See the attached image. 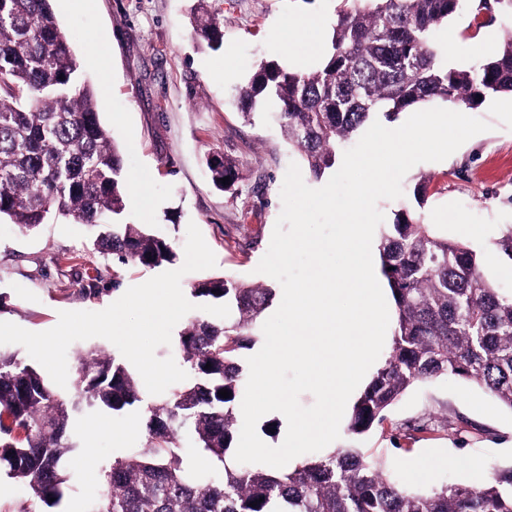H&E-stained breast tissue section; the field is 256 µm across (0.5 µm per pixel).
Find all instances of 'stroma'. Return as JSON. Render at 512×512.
<instances>
[{
    "label": "stroma",
    "mask_w": 512,
    "mask_h": 512,
    "mask_svg": "<svg viewBox=\"0 0 512 512\" xmlns=\"http://www.w3.org/2000/svg\"><path fill=\"white\" fill-rule=\"evenodd\" d=\"M195 0H51L92 84L101 121L111 129L127 180L140 189L127 221L161 230L183 253L188 224H196L216 257L210 273L269 283L256 267L282 210L280 196L297 152L269 118L266 105L244 118L237 90L260 61L283 60L293 49L288 19L316 16L332 23L341 0H205L219 19L223 45L198 44L190 23ZM512 17L478 14L474 0L448 21L456 49L449 65L469 67L496 46ZM470 116L490 123L441 162L413 166L403 197L380 200L386 221L407 209L442 235L484 253L486 271L512 267L493 241L512 226V96L487 98ZM232 159L240 173L233 191L215 189L208 162ZM153 270L119 264L93 249L84 227L50 218L34 234L0 220V321L32 332L53 328L62 311H100ZM80 415L69 467V490L58 512H84L99 488L98 472L134 448L146 433L118 438L121 416L98 425ZM358 448L407 480L409 461L426 449L479 464L512 463V411L493 406L480 388L443 376L412 387L390 408L382 426Z\"/></svg>",
    "instance_id": "stroma-1"
}]
</instances>
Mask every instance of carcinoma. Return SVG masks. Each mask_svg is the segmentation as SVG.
Here are the masks:
<instances>
[{
	"mask_svg": "<svg viewBox=\"0 0 512 512\" xmlns=\"http://www.w3.org/2000/svg\"><path fill=\"white\" fill-rule=\"evenodd\" d=\"M203 2L193 28L217 50L223 32ZM343 2L315 67L262 61L239 90L247 117L260 103L277 104L272 116L314 179L379 116L393 122L434 100L471 108L512 95V29L474 66L444 62L439 31L464 0ZM209 169L218 190L239 179L229 159L216 157ZM125 192L122 153L50 0H0V218L32 234L54 211L85 226L122 264L173 263L177 254L162 234L122 221ZM379 257L397 326L383 366L353 406L348 433L382 425L405 391L448 374L512 410V288L488 277L469 245L405 211L385 225ZM193 292L228 304L236 317L188 319L176 345L188 381L147 407L148 446L112 462L85 512H512V465L491 466L480 486L409 492L355 447L289 471L228 462L241 351L255 343L275 289L223 275L198 281ZM222 390L230 396H219ZM141 402L126 365L106 354H84L74 393L64 396L32 364L0 351V471L27 488L31 505L23 512L63 499L77 413L123 414ZM184 434L213 460L212 471L186 467Z\"/></svg>",
	"mask_w": 512,
	"mask_h": 512,
	"instance_id": "obj_1",
	"label": "carcinoma"
}]
</instances>
